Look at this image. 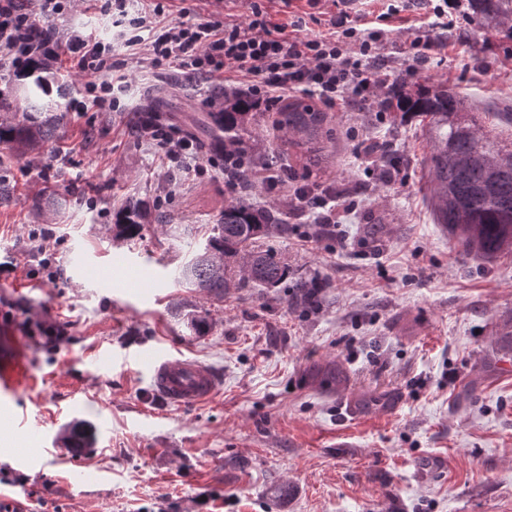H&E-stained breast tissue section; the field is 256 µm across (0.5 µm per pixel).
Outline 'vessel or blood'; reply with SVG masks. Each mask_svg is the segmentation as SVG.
<instances>
[{"mask_svg": "<svg viewBox=\"0 0 512 512\" xmlns=\"http://www.w3.org/2000/svg\"><path fill=\"white\" fill-rule=\"evenodd\" d=\"M131 360L148 371L154 392L173 405L195 406L218 391L220 381L211 367L183 354L161 349L138 350ZM26 373L25 348L9 331L0 332V409L16 403Z\"/></svg>", "mask_w": 512, "mask_h": 512, "instance_id": "1", "label": "vessel or blood"}]
</instances>
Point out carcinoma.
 <instances>
[{
    "mask_svg": "<svg viewBox=\"0 0 512 512\" xmlns=\"http://www.w3.org/2000/svg\"><path fill=\"white\" fill-rule=\"evenodd\" d=\"M469 8L499 27L512 17V0H470ZM52 89L41 75L23 89L28 111L16 112L13 101L0 96V111L11 116L0 122V145L15 156L40 152L58 139L66 113L49 99ZM381 105L397 107L403 115L421 119L428 130L429 200L435 223L448 232V241L462 257L492 259L512 252V138L503 140L486 129L482 113L475 112L442 82L408 85L399 78L386 87ZM264 113L248 99L224 93V111L212 112L198 123L202 141L224 144L233 155L225 166L239 182L248 184L253 172L245 132L259 125ZM277 133L273 151L296 150L302 169L323 160V144L336 139L329 113L303 98L282 101L271 115ZM166 214L141 197H130L119 211L117 233L129 240L142 235L145 225L163 223ZM288 234L275 207H255L238 198L224 205L202 248L179 266L178 281L215 297L231 288H280L288 282V263L267 244L273 235ZM294 298L314 302L311 282L297 279Z\"/></svg>",
    "mask_w": 512,
    "mask_h": 512,
    "instance_id": "1",
    "label": "carcinoma"
}]
</instances>
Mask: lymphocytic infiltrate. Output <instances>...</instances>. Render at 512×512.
I'll use <instances>...</instances> for the list:
<instances>
[{
    "label": "lymphocytic infiltrate",
    "mask_w": 512,
    "mask_h": 512,
    "mask_svg": "<svg viewBox=\"0 0 512 512\" xmlns=\"http://www.w3.org/2000/svg\"><path fill=\"white\" fill-rule=\"evenodd\" d=\"M36 13L25 10L23 0H0V54L8 57L15 69H23L38 60L58 58L68 53L74 66L86 78L87 97L72 102L74 112H108L116 104L114 90L123 76L113 75L112 46L96 36L78 31L68 40H60L54 26L67 0H36ZM378 26L360 29L352 17L350 0H341L342 8L324 35L305 33L304 17H295L288 34H273L265 12L253 8L248 23L227 24L210 17H198L176 25L166 23L164 7L155 4L152 17H129L127 0H107L108 10L136 28V35L125 39L124 47L143 57L147 69L165 67L190 74L233 73L238 92L256 104L272 108L287 91H307L326 107L336 105L367 109L382 88L391 81L393 71L381 54L388 32L383 21L403 11L431 9L444 29L454 28L464 13L465 0H381ZM137 129L142 138L161 149L165 158L184 170L202 174L197 148L176 128L140 120ZM255 184L268 189H291L296 207L315 206L314 239L336 224V209L327 199L312 196L303 189L289 188L287 179L263 166L256 169Z\"/></svg>",
    "instance_id": "obj_1"
}]
</instances>
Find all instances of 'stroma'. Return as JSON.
I'll list each match as a JSON object with an SVG mask.
<instances>
[{
    "label": "stroma",
    "instance_id": "1",
    "mask_svg": "<svg viewBox=\"0 0 512 512\" xmlns=\"http://www.w3.org/2000/svg\"><path fill=\"white\" fill-rule=\"evenodd\" d=\"M278 0H170L169 22L191 15L248 21L252 5ZM61 38L95 29L111 39L98 0H71L54 21ZM456 49L432 56L416 81L447 82L482 112L512 110V33L472 16L448 33ZM112 62L127 86L114 112L68 113L41 153L10 155L15 191L0 206V315L11 314L29 352L32 386L21 392L31 420L0 413V502L22 512H512V253L461 259L433 221L428 138L393 113L332 108L335 154L310 183L331 189L341 207L332 237L305 241L311 213L287 194L255 185L236 193L223 162L199 178L166 165L156 147L130 133L152 92L166 88L170 122L184 134L210 112L218 78L148 72L124 52ZM387 140L399 175L379 180L367 152ZM166 211L141 238L114 236L113 218L130 196ZM276 206L290 228L269 243L294 277L328 281L319 312L286 302L283 289L234 290L217 299L175 283L226 203ZM382 223V243L366 222ZM51 231L54 249L40 236ZM147 264L155 287L111 293L83 278L81 264L107 265L115 253ZM208 311L196 334L181 313ZM55 339L28 337L38 323ZM177 350L209 364L221 390L179 408L159 397L146 371L125 354ZM338 362L343 386L319 370ZM366 400L361 417H339L342 401ZM89 430V445L45 457L54 435ZM427 458L436 475L418 474Z\"/></svg>",
    "mask_w": 512,
    "mask_h": 512
}]
</instances>
